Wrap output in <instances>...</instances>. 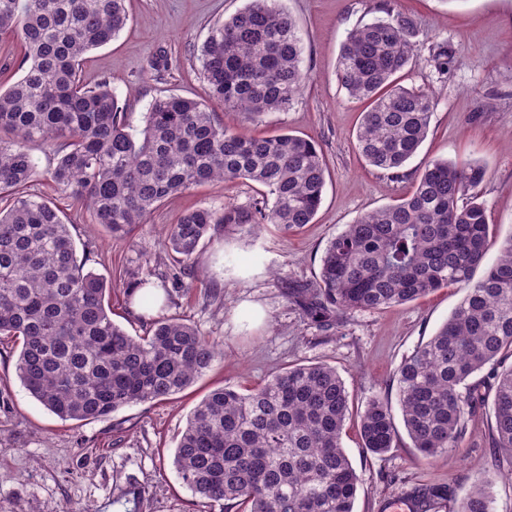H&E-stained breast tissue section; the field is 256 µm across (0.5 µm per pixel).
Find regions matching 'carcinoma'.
<instances>
[{"instance_id": "cac0c4a2", "label": "carcinoma", "mask_w": 512, "mask_h": 512, "mask_svg": "<svg viewBox=\"0 0 512 512\" xmlns=\"http://www.w3.org/2000/svg\"><path fill=\"white\" fill-rule=\"evenodd\" d=\"M126 0H0V33L17 36L23 75L0 90V344L19 351L16 375L58 418L97 421L125 406L158 403L217 362V339L177 318L132 336L112 321L106 281L80 258L50 202L28 193L40 176L68 193L94 223L121 236L192 185L249 180L267 188L247 209L201 207L169 225L162 248L190 271L201 240L220 224H310L326 168L318 144L288 133L252 137L221 123L206 104L159 97L138 130L104 79L89 87L81 65L126 26ZM385 16L348 33L337 76L367 101L356 132L365 161L398 178L425 140L432 94L400 83L416 51L411 17ZM208 98L251 119L288 109L310 73L294 17L278 0H247L211 28L201 54ZM53 153L37 169L31 146ZM477 162L428 163L411 194L361 215L333 238L319 281L298 292L311 320L329 327L348 311L403 305L448 284L466 293L450 318L397 373L402 421L432 457L458 446L480 400L471 378L493 381L491 431L512 467V237L475 277L491 247L485 204L469 191ZM127 295L155 301L152 282L125 267ZM350 396L336 368L293 366L241 390H213L192 410L173 465L205 503L237 512H354L360 478L341 435ZM363 448L396 446L392 409L370 401L360 415ZM493 479H479L457 512H492Z\"/></svg>"}]
</instances>
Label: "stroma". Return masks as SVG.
<instances>
[{
    "mask_svg": "<svg viewBox=\"0 0 512 512\" xmlns=\"http://www.w3.org/2000/svg\"><path fill=\"white\" fill-rule=\"evenodd\" d=\"M247 0H128L130 19L118 37L87 54L82 80L111 78L129 121L159 96L201 99V49L213 24ZM378 0H281L295 18L303 66L313 76L287 110L251 120L210 102L217 118L248 136L288 132L315 140L327 165L320 208L296 231L275 225H219L197 252L188 287L174 288L157 308L215 336L224 361L191 387L156 404L119 409L102 421H61L34 399L16 376L17 353L0 348V512H209L186 488L172 464L174 448L196 404L213 389L251 386L295 364L336 368L352 401L342 446L360 477L355 512H388L418 487L443 486L446 497L428 512H449L477 478L491 474L494 512H512V476L498 467L487 407H479L457 447L433 458L419 455L406 430L396 448L366 453L360 411L372 400L397 403V370L451 316L464 296L457 284L407 304L343 314L323 328L289 294L314 282L328 242L363 213L409 195L425 163L476 161L486 169L476 193L490 213L498 240L512 236V0H390L417 26L418 54L403 73L404 86L436 95L429 133L401 179L370 167L355 147L364 103L349 99L337 78L348 33L377 16ZM447 68H440V57ZM30 194L73 215L77 249L97 254L93 270L112 285V319L130 335L149 319L116 281L115 260L148 269L151 280L171 281L175 271L160 247L169 224L197 207L246 208L265 187L251 181L191 187L161 204L145 223L115 237L46 178Z\"/></svg>",
    "mask_w": 512,
    "mask_h": 512,
    "instance_id": "stroma-1",
    "label": "stroma"
}]
</instances>
